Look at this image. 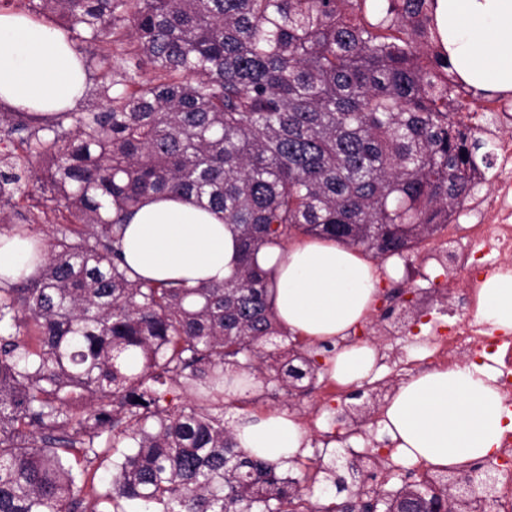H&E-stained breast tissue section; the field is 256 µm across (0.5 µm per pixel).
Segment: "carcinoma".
Returning a JSON list of instances; mask_svg holds the SVG:
<instances>
[{"mask_svg": "<svg viewBox=\"0 0 512 512\" xmlns=\"http://www.w3.org/2000/svg\"><path fill=\"white\" fill-rule=\"evenodd\" d=\"M41 2L99 71L102 104L0 111L22 151L0 169V233L56 226L39 274L0 286V512H336L298 485L335 462L296 459L285 477L215 410L226 365L289 394L324 372L317 349L266 350L292 336L256 251L299 232L401 257L491 166L448 112L466 83L437 0ZM149 195H192L236 225V276L131 277L124 215Z\"/></svg>", "mask_w": 512, "mask_h": 512, "instance_id": "carcinoma-1", "label": "carcinoma"}]
</instances>
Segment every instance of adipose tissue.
I'll return each mask as SVG.
<instances>
[{
    "instance_id": "ef3b65f1",
    "label": "adipose tissue",
    "mask_w": 512,
    "mask_h": 512,
    "mask_svg": "<svg viewBox=\"0 0 512 512\" xmlns=\"http://www.w3.org/2000/svg\"><path fill=\"white\" fill-rule=\"evenodd\" d=\"M448 59L469 85L512 90V0H438ZM89 76L67 36L27 16L0 13V101L18 112L71 110L88 91ZM126 264L156 282L221 283L234 276L240 242L223 215L193 198L144 199L121 240ZM256 261L273 283L268 302L288 332L335 351L327 374L344 387L372 378L378 349L350 342L376 302L378 268L350 248L328 239H296L286 247L260 250ZM41 259L30 241L0 234V279L35 273ZM476 316L493 328L512 331V268L487 278L477 296ZM502 396L482 366L437 368L395 389L382 408L380 431L407 463L424 462L454 472L500 447L505 430ZM240 448L286 463L302 454L308 432L286 411L245 418L233 427Z\"/></svg>"
}]
</instances>
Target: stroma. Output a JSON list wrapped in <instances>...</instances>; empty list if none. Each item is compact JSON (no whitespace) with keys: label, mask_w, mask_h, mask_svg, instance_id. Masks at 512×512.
<instances>
[{"label":"stroma","mask_w":512,"mask_h":512,"mask_svg":"<svg viewBox=\"0 0 512 512\" xmlns=\"http://www.w3.org/2000/svg\"><path fill=\"white\" fill-rule=\"evenodd\" d=\"M449 252L463 254L464 242L442 230L399 258L400 277L387 273V259L375 258L381 296L358 333L371 338L379 349L380 358L378 375L363 384L361 398H349L347 389L326 377L319 378L311 393L297 396L288 395L275 385L258 382L251 391L225 396V426H233L243 416L267 410L294 413L308 431L309 446L305 454L310 457L325 453V440L344 434L350 418H378L388 389L397 388L426 370L427 359L434 354L448 322L475 312L474 306L464 304L461 299L462 268L445 269L437 262L438 257ZM397 287L413 291L419 299V321L397 324L384 318L383 312L388 306L384 294Z\"/></svg>","instance_id":"stroma-1"}]
</instances>
